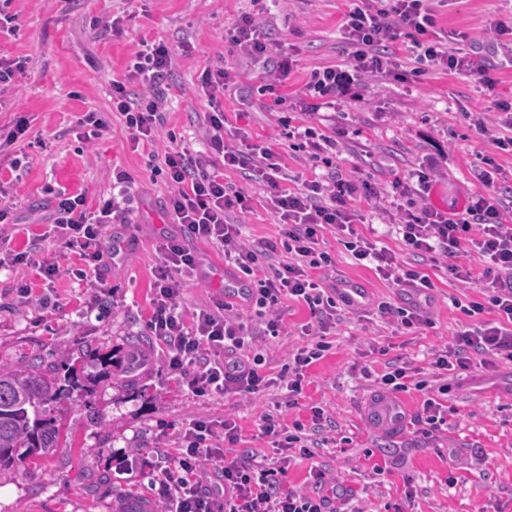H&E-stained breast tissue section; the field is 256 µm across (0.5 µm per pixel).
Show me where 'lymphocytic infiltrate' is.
Returning a JSON list of instances; mask_svg holds the SVG:
<instances>
[{
  "label": "lymphocytic infiltrate",
  "mask_w": 512,
  "mask_h": 512,
  "mask_svg": "<svg viewBox=\"0 0 512 512\" xmlns=\"http://www.w3.org/2000/svg\"><path fill=\"white\" fill-rule=\"evenodd\" d=\"M436 18L429 0H358L341 19L340 31L350 49L345 67H326L310 73L306 112L335 107L351 93L363 74L397 75L404 82L420 75L428 66L448 72L484 74L486 64L466 52L465 33L452 35L450 43L434 38ZM414 32L413 45L418 65L395 72L388 53L402 31ZM230 48L245 51L255 59L265 58L270 43L261 22L245 15L227 33ZM177 49L158 41L137 53L127 75L112 82V109L125 119L128 141L139 145L152 139L163 122L166 100L163 82L171 72ZM223 66L205 68L201 89L210 111L207 115V150L191 153L175 145L166 153L162 173L172 192L166 203L171 223L181 225L183 235H165L158 247L159 263L154 282V298L149 329L166 347L165 360L174 371L191 370L189 389L196 394H254L271 385L258 370L264 356L256 350L259 335H278L279 306L283 300L305 302L313 311L315 325L305 326L309 341L292 355V369L284 384L291 395L302 392L304 371L321 359L329 345L324 336L344 313L352 311L345 297L327 295L314 272L328 265L331 257L321 251V236L333 227L356 264L375 270L393 286L423 293L431 281L418 265L400 262L395 252L379 245L376 238L359 227L358 205L371 203L377 192L372 187L358 189L343 178L329 182L312 180L304 189L281 188L278 180L279 155L272 148L251 146L243 150L224 139ZM145 90L133 98L129 87ZM253 170L269 189L270 210L282 226V246L258 251L242 241L234 215L249 211L250 197L224 181L225 170ZM115 194L100 197L94 209H87L81 194L54 191L55 229L67 249L82 264L79 277L99 271L107 249L108 224L123 219L130 200L128 177L123 171L112 174ZM503 203L489 195L471 197L461 215L426 204L400 208L394 229L402 245L419 262L440 254L449 257L450 279L479 281L485 302H471V313L493 308L495 320L457 330L451 348L435 354L433 369L459 373L480 365L491 370L498 363L512 361V224L505 223ZM200 239L219 245L224 260L237 275L251 283L248 301L260 318L262 329H254L239 319L233 304L219 300L200 307L185 318L181 310L182 280L196 270L199 260L189 242ZM470 246L477 263H454L456 249ZM285 248L288 257L276 256ZM325 412L312 410V426L301 423L286 427L278 417L262 416V435L275 438L281 453L270 462L253 457L229 455L241 438L235 420L221 424L194 419L184 427L181 446L169 463L157 464L154 478L157 496L166 512H326V500L287 487L285 478L293 456L310 458L320 447L325 429Z\"/></svg>",
  "instance_id": "f902f5d3"
}]
</instances>
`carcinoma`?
I'll list each match as a JSON object with an SVG mask.
<instances>
[{
	"instance_id": "obj_1",
	"label": "carcinoma",
	"mask_w": 512,
	"mask_h": 512,
	"mask_svg": "<svg viewBox=\"0 0 512 512\" xmlns=\"http://www.w3.org/2000/svg\"><path fill=\"white\" fill-rule=\"evenodd\" d=\"M143 344L141 336L130 340L132 353L109 373L113 387L136 385L141 362L133 356ZM87 395L68 352L20 368L0 364V480L58 447L64 403Z\"/></svg>"
}]
</instances>
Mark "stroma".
<instances>
[{
    "instance_id": "35a3bbf8",
    "label": "stroma",
    "mask_w": 512,
    "mask_h": 512,
    "mask_svg": "<svg viewBox=\"0 0 512 512\" xmlns=\"http://www.w3.org/2000/svg\"><path fill=\"white\" fill-rule=\"evenodd\" d=\"M347 5V0H11L17 28L0 33V50L24 58L26 67L0 94V130H9L20 116L29 126L0 152V189L14 207L13 223H0V251L30 250L35 262L0 269V362L24 364L82 345L118 359L131 337L142 336L149 366L138 388L121 395L103 379L89 403H76L62 422L54 454L0 482V512H115L116 487L154 499L153 455L177 448L181 428L191 419L233 417L242 430L238 452L273 456L259 424L277 405L289 423L310 424L316 406L332 421L327 447L310 459L293 458L288 469L289 485L320 491L329 512H393L397 504L404 512H512V362L454 380L448 424L432 435L414 425L394 437L371 428L362 414L364 400L376 389L372 375L382 370L385 358L413 369L427 367L437 351L452 345L456 330L494 320L490 310L464 313L462 303L480 299L481 285L449 279L443 262L420 266L432 283L426 307L430 327L403 335L379 312L348 315L330 330V349L307 369L293 407L279 386L245 396L192 393L183 373L167 370L162 346L148 328L157 243L178 230L166 215L169 189L163 176L152 175L149 163L163 161L174 143L194 153L205 150L209 106L199 92V77L216 63L228 74L225 140L278 152L283 187L299 190L307 181L339 172L387 188L394 177L434 157L440 174L426 201L457 211L467 196L482 192L473 172L490 159L499 169L504 219L512 222V154L493 145L502 131L497 103L512 99V64L501 52L512 42V0L434 5L438 32L466 33L467 48L489 62L494 91L473 75L431 69L410 84L390 76L366 79L356 89L357 99L301 113L311 71L348 59L339 31ZM245 14L267 25L272 50L265 59L224 47L225 28ZM106 17L120 19L121 32L95 27V19ZM160 39L179 49L168 78L165 123L156 137L134 149L123 117L111 110L112 82L123 78L143 43ZM284 54L292 56L294 67L274 95L263 76ZM88 112L100 113L105 126L87 143L78 120ZM298 126L335 137L336 152L310 159L298 148ZM16 157L21 167H13ZM117 169L133 183L125 223L108 229L121 252L101 274L77 280L71 274L77 257L52 231L53 202L43 188L51 184L84 195L92 208L111 193ZM224 180L252 197L251 211L238 217L245 241L255 246L280 241L281 227L266 207L262 183L232 170ZM194 247L200 267L183 284L182 310L188 317L224 292L221 247L204 241ZM322 248L332 257L329 276L361 281L377 303L410 302V295L374 270L355 264L334 230L324 231ZM44 261L58 268L53 281L40 273ZM102 279L112 300L98 304L93 291ZM20 284L30 286L37 299L49 296V303L20 302L15 295ZM311 319L305 303L284 301L279 336L262 343L266 375L277 376L289 352L302 345V328ZM314 468L326 474L319 489L310 476Z\"/></svg>"
}]
</instances>
